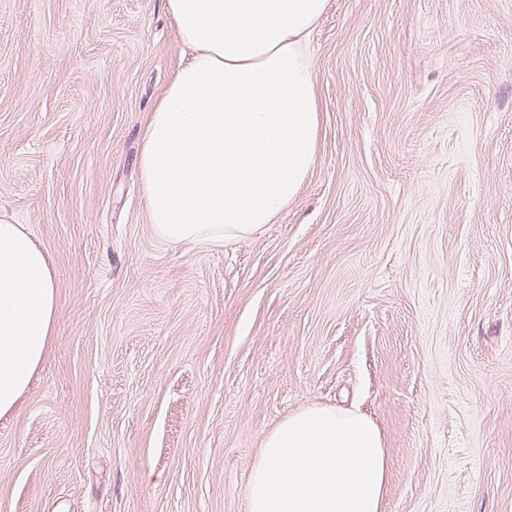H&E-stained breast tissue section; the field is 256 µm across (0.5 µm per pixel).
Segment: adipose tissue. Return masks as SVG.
<instances>
[{"label":"adipose tissue","instance_id":"obj_1","mask_svg":"<svg viewBox=\"0 0 512 512\" xmlns=\"http://www.w3.org/2000/svg\"><path fill=\"white\" fill-rule=\"evenodd\" d=\"M328 0H164L191 55L142 135L143 205L173 244L240 240L287 209L316 156L320 105L308 37ZM56 274L21 225L0 219V416L45 359ZM388 460L363 415L312 406L270 433L249 512H384Z\"/></svg>","mask_w":512,"mask_h":512}]
</instances>
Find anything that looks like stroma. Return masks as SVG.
Masks as SVG:
<instances>
[{
  "instance_id": "stroma-1",
  "label": "stroma",
  "mask_w": 512,
  "mask_h": 512,
  "mask_svg": "<svg viewBox=\"0 0 512 512\" xmlns=\"http://www.w3.org/2000/svg\"><path fill=\"white\" fill-rule=\"evenodd\" d=\"M164 0H0V218L56 271L0 512H248L265 437L363 414L385 512H512V0H329L316 160L273 223L173 245L142 130Z\"/></svg>"
}]
</instances>
